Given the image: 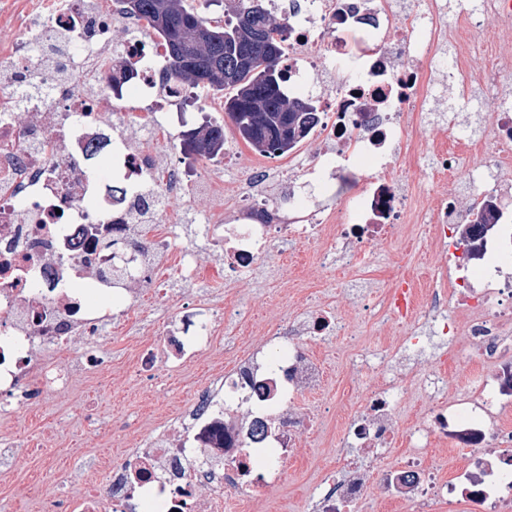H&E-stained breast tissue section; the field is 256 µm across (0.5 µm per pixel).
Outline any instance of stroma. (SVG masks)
I'll return each mask as SVG.
<instances>
[{
    "label": "stroma",
    "mask_w": 512,
    "mask_h": 512,
    "mask_svg": "<svg viewBox=\"0 0 512 512\" xmlns=\"http://www.w3.org/2000/svg\"><path fill=\"white\" fill-rule=\"evenodd\" d=\"M483 49L482 40L473 41L469 103L449 111V104L455 103V89L448 83L436 84L430 97L429 123L421 133L424 144L447 136L452 124L471 137L485 135L488 119L481 105ZM396 175L400 188L413 195L421 215L431 213L436 199L448 191L447 182L420 176L414 170L400 169ZM313 251L310 245L275 244L274 260L259 265L251 277L204 291L209 298L225 297L235 302L239 320L225 326L221 344L206 351L197 366L155 383L128 372L132 347L160 336L165 322L175 316L183 301L201 292L180 278L174 265L165 266V296L139 301L127 315L114 319L98 338L101 350L112 361V382L93 395L99 415L97 430L86 432L80 427L83 394L78 388L52 394L38 408L17 409L12 429L19 438L31 436L38 425L58 431L54 450L32 446L26 453L25 463L37 469L44 495L62 501L75 496L92 464L105 460L116 464L125 458L130 451L126 434L131 425L143 431L149 427L146 408H155L161 418L176 415L189 402L193 387L205 381L209 369L230 362L242 350L267 349V326L310 311L331 312L345 323L346 332L318 342L305 341L310 356L324 364L327 379L321 391L306 394L303 405L313 411L343 397L347 407L327 414L321 429L301 435L283 466L280 482L262 499L251 500L245 491H234L224 512H308L319 486L337 472V443L345 413L358 410L363 398L373 393L388 373L424 370L453 353L461 366L449 374L447 392L460 396L469 390L476 373L470 364L472 352L457 339H433L424 353L392 360L385 370L378 366L379 359L414 330L408 321L389 315L384 306L386 293L409 278L420 284L430 283L441 259L426 225H397L391 241L372 247L370 262L365 266L339 271L317 263ZM405 453L406 445L401 442L386 460L373 462L375 477L360 505L361 512H410L405 502L387 498L380 478L384 466L400 464Z\"/></svg>",
    "instance_id": "obj_1"
}]
</instances>
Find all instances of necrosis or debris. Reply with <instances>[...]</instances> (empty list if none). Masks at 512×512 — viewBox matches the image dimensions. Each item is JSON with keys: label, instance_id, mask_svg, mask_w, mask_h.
Returning <instances> with one entry per match:
<instances>
[{"label": "necrosis or debris", "instance_id": "4bbe7bcc", "mask_svg": "<svg viewBox=\"0 0 512 512\" xmlns=\"http://www.w3.org/2000/svg\"><path fill=\"white\" fill-rule=\"evenodd\" d=\"M288 18L286 83L295 93L308 82L320 89V108L310 133L330 152L307 169L328 196L343 194V208L315 209L308 196L291 195L287 209L270 206L277 183L273 165L252 167L250 187L205 217L200 245L224 252L221 263L200 265L196 248L182 243L181 211L174 204L188 194L224 196L223 167L238 152L225 144L223 160L204 174L198 158L167 151L162 139L179 121L182 94L164 87L165 49L147 22L121 11L117 0H9L1 9L13 37L0 43V420L15 407H37L53 392L73 387L69 365L44 358L45 347L83 340L81 372L92 385L112 378L111 364L95 346L114 304L131 282L165 287L158 273L175 262L192 283H227L250 276L272 241L315 242L319 264L344 258L366 263L373 244L390 239L396 225L409 223L415 208L397 190L395 172L384 161L392 144L402 146L401 163L418 169L423 156L415 131L436 84L433 65L446 40L456 54L443 69L458 84V99H470V46L492 40L496 29L512 27V0H479L474 11L447 23L446 0H427L426 10L400 0H267ZM125 31L112 39L113 28ZM406 51L403 63L390 52ZM131 72L126 87L138 89L145 107L131 112L112 88V65ZM484 98L492 114L479 139L449 134L432 152L429 173L446 178L449 193L438 200L432 220L442 257L459 275L436 280L424 295L408 283L387 294L399 318L430 323L438 334L465 337L482 372L474 392L442 396L446 368L419 378L430 395L421 418L407 428L397 423L407 382L392 375L372 393L359 414L345 421L339 447L340 476L324 482L314 512H349L362 502L371 482L362 459H381L398 438L409 458L385 471L391 497L413 512H433L439 501L461 498L483 512H512V425L498 411L512 403V281L494 282L484 261L497 255L512 265V251L487 236L483 251L459 260L467 248L464 230L479 209L497 204L499 188L512 181V100L502 86L512 80V60L501 54L485 61ZM112 147L110 168L96 165L101 144ZM466 182L470 208L453 197ZM165 219L162 233L148 225ZM123 244L143 238V250H102L95 229ZM338 321L315 312L268 328L272 345L264 357L238 356L210 371L189 403L145 433L121 466L89 471L71 501L43 500L40 512H219L228 488L260 498L280 477L282 464L313 416L287 414L301 393L323 383V373L301 346L331 335ZM221 321L212 303H184L163 327L160 342L133 347L129 367L152 380L162 362L181 364L214 348ZM497 446L486 450L488 435ZM452 439L470 455L454 479L444 482L423 460L436 440Z\"/></svg>", "mask_w": 512, "mask_h": 512}]
</instances>
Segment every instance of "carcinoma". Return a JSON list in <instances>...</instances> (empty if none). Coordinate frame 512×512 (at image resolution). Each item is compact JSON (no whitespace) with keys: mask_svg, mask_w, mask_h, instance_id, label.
I'll return each instance as SVG.
<instances>
[{"mask_svg":"<svg viewBox=\"0 0 512 512\" xmlns=\"http://www.w3.org/2000/svg\"><path fill=\"white\" fill-rule=\"evenodd\" d=\"M127 13L147 20L161 37L165 84L184 90L206 88L225 92L224 112L241 139L263 156H281L304 139L317 106L309 97L288 95L282 62L288 54V22L275 23L263 0H224V23H213L185 6L184 0H119ZM195 32L207 49L195 51L182 43L184 30ZM274 47L275 59L259 57ZM302 119V134L281 139L284 114ZM184 143L198 155L212 157L224 149V127L196 128Z\"/></svg>","mask_w":512,"mask_h":512,"instance_id":"cac0c4a2","label":"carcinoma"}]
</instances>
